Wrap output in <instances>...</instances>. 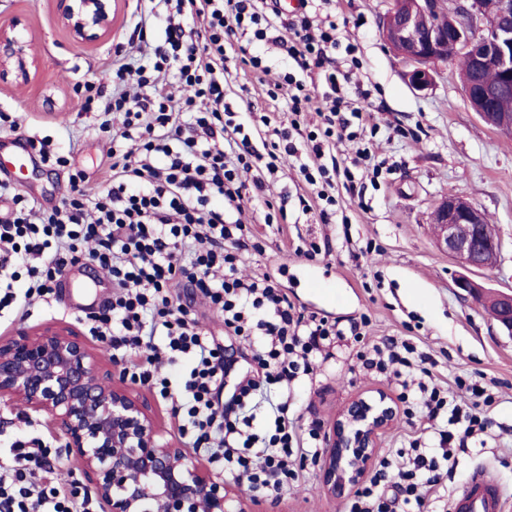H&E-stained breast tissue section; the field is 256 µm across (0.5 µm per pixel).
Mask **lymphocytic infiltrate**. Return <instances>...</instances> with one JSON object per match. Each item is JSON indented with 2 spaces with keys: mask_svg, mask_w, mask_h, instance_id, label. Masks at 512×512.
<instances>
[{
  "mask_svg": "<svg viewBox=\"0 0 512 512\" xmlns=\"http://www.w3.org/2000/svg\"><path fill=\"white\" fill-rule=\"evenodd\" d=\"M151 12L163 43L137 67L135 90L125 87V67L114 70L115 89L100 109V128L112 134L98 166L101 191L88 195L89 176L78 171L61 205L37 207L16 193L0 216V311L25 319L29 297L53 293L69 264L96 263L109 275L112 296L91 334L123 362L131 380L170 400L177 429L195 453L215 470L235 471L253 490L277 494L296 479V461L320 457L318 427L302 429L284 398L296 380L313 375L329 337H356L360 327L345 331L305 315L269 275H242L245 255L263 246L237 214L245 198H266L274 175L293 157L324 203L316 210L300 199L302 213L317 212L321 223H330L336 198L326 188L355 191L336 143L369 126L371 108L347 101L336 76L343 35L333 24L315 30L309 10L278 35L269 0H156ZM248 31L281 46L296 69L320 81L311 90L287 73L268 88V97L285 100L290 111L287 126L269 137L237 120L224 94L226 49ZM311 110L321 124L305 134L301 151L294 136ZM191 290L222 318L225 335L249 343V369L226 402L220 348L201 328L198 310L182 300ZM357 358L365 369L398 380L422 376L416 392L399 394L402 412L424 426L441 417L446 425L437 432L439 453L423 451L416 438L398 450V463L381 459L347 512H397L401 505L423 512L422 489L442 486L457 445L487 433L495 399L460 378L456 384L472 404L450 403L425 382L430 355L407 341L386 339ZM164 359L182 372L157 374ZM263 409L273 418L265 439L249 430ZM12 455L9 466H0V512H91V498L78 487L54 484L46 445L34 441Z\"/></svg>",
  "mask_w": 512,
  "mask_h": 512,
  "instance_id": "f902f5d3",
  "label": "lymphocytic infiltrate"
}]
</instances>
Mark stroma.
<instances>
[{
  "label": "stroma",
  "instance_id": "1",
  "mask_svg": "<svg viewBox=\"0 0 512 512\" xmlns=\"http://www.w3.org/2000/svg\"><path fill=\"white\" fill-rule=\"evenodd\" d=\"M388 7L389 0H328L318 11L322 17L334 16L352 55L359 59V70L347 74L343 84L368 91L377 124L374 132L337 145L336 156L342 159L356 149L371 148L382 163L380 177L366 185L362 203L340 198L336 223L324 224L317 214H302L298 197L306 187L296 168L286 167L277 174L274 189L275 197L285 200L286 223H266L259 200L243 204V220L265 247L264 254L247 256L245 269L274 276L296 306L340 327L368 315L367 343L389 337L410 340L431 355L433 381L447 391L452 403L468 402L455 378L480 380L495 398L489 412L491 435L458 450L448 491H460L481 469L512 494V337L501 333L490 314L455 287L457 268L436 248L431 223L436 202L448 192L476 204L502 239L499 266L480 277L493 288L512 289V136L487 127L471 110L455 65L438 64L427 90H414L407 83L406 63L387 48L379 33V17ZM150 8L149 0H112L111 33L89 43L74 39L61 24L57 0H0V27L13 29L27 41L37 60L28 81L0 83V113L21 116L22 133L36 140L50 137L69 160L65 167L43 166L16 174L11 190L49 208L70 195V169L95 171L109 141L99 130L98 112L82 109L78 90L92 84L103 96H111L113 69L138 63L140 54L127 41L138 21L153 24ZM119 43L126 49L117 56L113 48ZM245 50L261 53L273 72L289 69L278 46L243 35L228 51V102L234 111L267 116L271 126L287 123V103L266 95L257 75L240 61ZM312 240L329 242V254L313 260L297 256L296 247ZM367 246L372 255L361 257L360 249ZM75 275L86 283L78 291L76 306L36 301L29 318L0 329V340L46 324L72 327L82 339H90L92 319L101 315L112 290L93 264H77ZM311 275L322 282V290L307 288ZM360 345L351 339L342 342L313 380L298 383L288 409L301 426L316 421L329 428L345 405L365 391L398 396L395 380L360 368ZM29 434L41 436L49 446L48 462L61 483L89 488L49 415L0 403V447ZM345 505V499L324 494L317 465L308 463L280 496H263L260 509L344 512Z\"/></svg>",
  "mask_w": 512,
  "mask_h": 512
}]
</instances>
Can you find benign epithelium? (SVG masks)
Masks as SVG:
<instances>
[{"mask_svg": "<svg viewBox=\"0 0 512 512\" xmlns=\"http://www.w3.org/2000/svg\"><path fill=\"white\" fill-rule=\"evenodd\" d=\"M59 17L72 35L96 42L112 29V0H57ZM438 0H391L380 19L383 40L409 66L416 90L432 82V66L448 60L453 45L468 59L460 75L465 100L491 128L512 135V112L500 110V94L512 86V0H459L448 26L434 21ZM493 61L500 83L480 75ZM28 44L0 28V81L25 79L36 66ZM435 243L459 268L456 287L475 305L491 303L500 329L512 337V290L492 292L474 272L498 265L501 241L484 238V212L453 192L434 208ZM101 351L70 327L46 325L0 342V398L45 412L59 424L65 448L76 456L103 512H259L260 501H237L232 487L191 463L187 449L167 441L144 400L122 377L101 376ZM397 419L383 390L354 397L327 433L319 463L321 487L348 496L365 480L378 455L379 436Z\"/></svg>", "mask_w": 512, "mask_h": 512, "instance_id": "benign-epithelium-1", "label": "benign epithelium"}]
</instances>
